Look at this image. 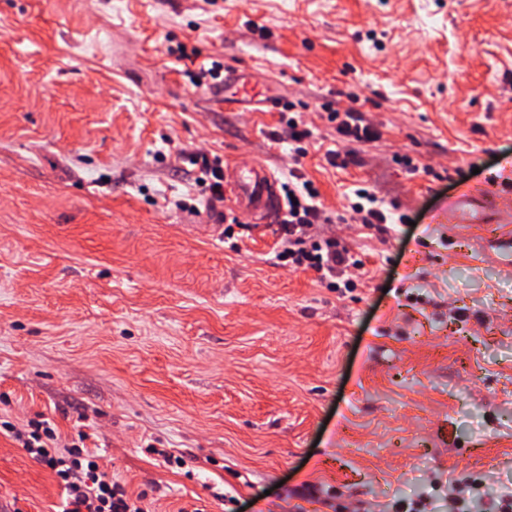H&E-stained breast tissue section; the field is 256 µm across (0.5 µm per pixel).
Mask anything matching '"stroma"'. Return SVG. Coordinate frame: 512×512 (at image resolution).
Masks as SVG:
<instances>
[{"instance_id": "obj_1", "label": "stroma", "mask_w": 512, "mask_h": 512, "mask_svg": "<svg viewBox=\"0 0 512 512\" xmlns=\"http://www.w3.org/2000/svg\"><path fill=\"white\" fill-rule=\"evenodd\" d=\"M185 44L191 58L168 49ZM246 65L279 107L188 71ZM356 107L350 142L328 114ZM355 288L224 240L186 153L297 163ZM358 161L330 166L327 151ZM410 158L416 172L400 163ZM498 211L437 222L464 189ZM374 193L405 223L360 226ZM98 435L151 512H384L512 489V0H0V418ZM184 457L171 469L146 446ZM0 435V512H59Z\"/></svg>"}]
</instances>
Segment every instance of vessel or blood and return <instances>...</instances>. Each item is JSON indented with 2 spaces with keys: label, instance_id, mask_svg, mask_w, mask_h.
Wrapping results in <instances>:
<instances>
[{
  "label": "vessel or blood",
  "instance_id": "b4317fda",
  "mask_svg": "<svg viewBox=\"0 0 512 512\" xmlns=\"http://www.w3.org/2000/svg\"><path fill=\"white\" fill-rule=\"evenodd\" d=\"M250 71L245 67L232 70L233 99L254 100L259 98L255 84L249 78ZM224 181L231 189L227 198L231 211L238 215H248L269 224L282 202L278 181L273 172L259 163L252 165L241 162L227 167Z\"/></svg>",
  "mask_w": 512,
  "mask_h": 512
}]
</instances>
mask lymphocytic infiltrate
<instances>
[{
	"label": "lymphocytic infiltrate",
	"instance_id": "1",
	"mask_svg": "<svg viewBox=\"0 0 512 512\" xmlns=\"http://www.w3.org/2000/svg\"><path fill=\"white\" fill-rule=\"evenodd\" d=\"M287 201L280 217L276 243L281 265L318 273L326 287H336L344 271L362 261L333 237H316L312 229L326 218L314 200L318 190L312 181L286 185ZM0 434L21 445L43 462L62 489L61 512H146L144 495L130 496L125 487L103 470L96 453L89 450L90 432L77 428L69 441H62L54 422L39 417L22 424L0 421Z\"/></svg>",
	"mask_w": 512,
	"mask_h": 512
}]
</instances>
